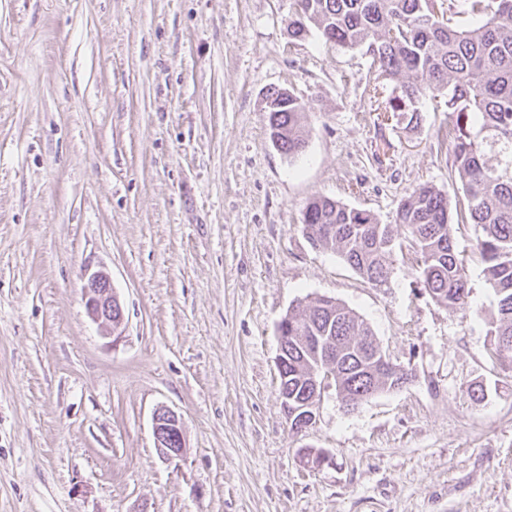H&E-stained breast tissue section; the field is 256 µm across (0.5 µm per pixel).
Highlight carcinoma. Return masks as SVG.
I'll return each instance as SVG.
<instances>
[{
    "mask_svg": "<svg viewBox=\"0 0 512 512\" xmlns=\"http://www.w3.org/2000/svg\"><path fill=\"white\" fill-rule=\"evenodd\" d=\"M288 36L301 39L316 29L327 41L364 47L377 78L401 80L388 111L418 116L422 101L441 99L452 117L453 166L464 181L467 204L457 220L481 228L476 248L497 296L492 355L512 365V0H296ZM468 16L463 28L454 16ZM270 140L288 156L302 153L306 138L293 94H265ZM448 198L429 185L401 201L394 224H381L367 210L326 197L310 200L303 232L316 247L331 250L363 279L381 286L391 271L393 227L404 226L418 254L419 279L437 303L450 309L468 304L464 258L451 236ZM288 366L279 385L308 399L306 365L313 356L299 336H334L345 353L339 361L341 388L355 399L391 390L396 377L370 362L374 332L361 317L346 318L345 306L315 300L291 315Z\"/></svg>",
    "mask_w": 512,
    "mask_h": 512,
    "instance_id": "obj_1",
    "label": "carcinoma"
}]
</instances>
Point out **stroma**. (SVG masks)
Here are the masks:
<instances>
[{
    "instance_id": "obj_1",
    "label": "stroma",
    "mask_w": 512,
    "mask_h": 512,
    "mask_svg": "<svg viewBox=\"0 0 512 512\" xmlns=\"http://www.w3.org/2000/svg\"><path fill=\"white\" fill-rule=\"evenodd\" d=\"M293 13L0 0V512H512V368L492 355L476 225L451 226L470 289L454 310L423 292L405 229L382 287L302 230L318 196L383 224L422 184L463 206L446 109L378 116L394 82L376 87L362 49L289 39ZM271 87L306 105L298 156L269 139ZM97 270L116 341L85 307ZM321 297L413 378L350 413L328 386L296 435L277 324ZM161 406L186 440L170 462ZM83 292L88 314L94 321L109 326L113 340H118L123 332L124 315L109 275L102 271L92 272L87 276ZM155 448L163 460L181 457L186 449L181 417L164 406L158 407L153 417Z\"/></svg>"
}]
</instances>
